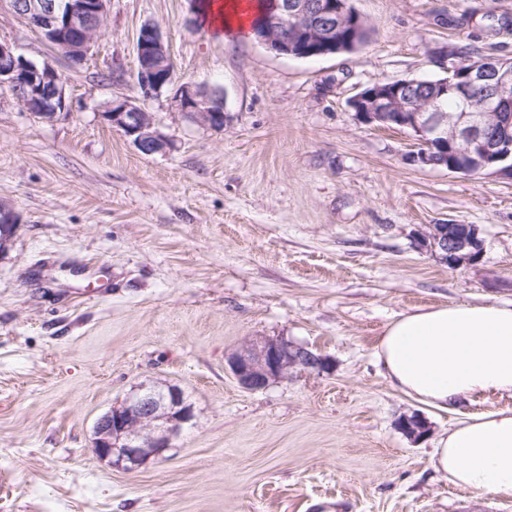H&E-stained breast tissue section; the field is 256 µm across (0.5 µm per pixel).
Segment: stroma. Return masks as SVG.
Returning a JSON list of instances; mask_svg holds the SVG:
<instances>
[{
  "mask_svg": "<svg viewBox=\"0 0 512 512\" xmlns=\"http://www.w3.org/2000/svg\"><path fill=\"white\" fill-rule=\"evenodd\" d=\"M355 52L299 59L215 36L194 0H110L86 58L54 52L9 0L0 41L51 61L73 101L45 121L0 87V202L19 226L0 252V512H512L430 464L463 415L392 388L375 345L398 314L512 304V180L419 167L411 133L358 123L361 89L445 73L469 44L512 58V0H353ZM162 30L177 82L221 89L224 130L168 96L144 101L170 152L146 155L101 117L134 98L135 43ZM472 224L477 264L419 241ZM284 337L330 368L250 392L225 356ZM142 384L195 411L164 458L133 471L96 456L98 419ZM416 415L428 428L401 429Z\"/></svg>",
  "mask_w": 512,
  "mask_h": 512,
  "instance_id": "35a3bbf8",
  "label": "stroma"
}]
</instances>
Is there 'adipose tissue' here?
Masks as SVG:
<instances>
[{
  "instance_id": "adipose-tissue-1",
  "label": "adipose tissue",
  "mask_w": 512,
  "mask_h": 512,
  "mask_svg": "<svg viewBox=\"0 0 512 512\" xmlns=\"http://www.w3.org/2000/svg\"><path fill=\"white\" fill-rule=\"evenodd\" d=\"M248 10L243 0H209L202 20L220 36L244 35ZM374 356L392 387L435 409L484 393L512 396V306L450 304L401 314ZM431 465L454 486L512 493V409L457 421L438 440Z\"/></svg>"
}]
</instances>
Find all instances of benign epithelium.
<instances>
[{
	"label": "benign epithelium",
	"instance_id": "7a95c632",
	"mask_svg": "<svg viewBox=\"0 0 512 512\" xmlns=\"http://www.w3.org/2000/svg\"><path fill=\"white\" fill-rule=\"evenodd\" d=\"M110 0H10L12 12L34 28L56 52L73 63L82 62L107 17ZM360 18L351 0H274L264 31L256 41L267 49L296 58L349 53L356 48L354 27ZM137 86L140 97L114 100L102 116L147 155L171 151L173 144L156 126L142 100L164 93L176 109L197 124L220 130L225 103H213L204 89L176 84L174 64L160 28L144 24L138 34ZM444 79L424 85L423 96H408L415 82L386 80L353 95L348 105L355 119L366 125L394 122L417 141L410 161L421 167L465 175L490 172L512 180V59L486 56L477 61L450 63ZM8 86L34 116L52 120L72 109L63 77L49 61L34 62L0 41V87ZM483 87L487 96L477 106L471 91ZM448 93L456 94L462 109L454 120L434 109ZM501 122L502 134L485 135L488 117ZM425 247L453 269L472 266L481 251L478 237L451 234V228L429 224L422 233ZM229 368L245 390L258 391L292 373H320L327 357L313 348L283 337L246 341L227 356ZM195 417L194 407L175 386L143 385L96 423L94 448L115 469L131 471L144 461L161 459L185 426ZM413 440L428 427L417 417L402 421Z\"/></svg>",
	"mask_w": 512,
	"mask_h": 512
}]
</instances>
